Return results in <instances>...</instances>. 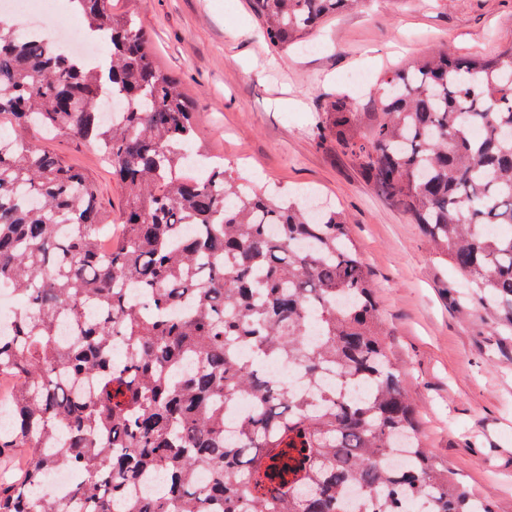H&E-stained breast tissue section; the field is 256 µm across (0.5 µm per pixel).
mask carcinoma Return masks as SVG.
Here are the masks:
<instances>
[{
	"label": "carcinoma",
	"instance_id": "obj_1",
	"mask_svg": "<svg viewBox=\"0 0 512 512\" xmlns=\"http://www.w3.org/2000/svg\"><path fill=\"white\" fill-rule=\"evenodd\" d=\"M73 2L112 45L104 68L0 25V290L18 299L0 334V463L25 449L0 512H343L353 489L359 512H491L419 438L346 217L198 160L191 107L143 29L110 0ZM250 2L286 48L363 0ZM380 86L368 130L336 98L324 134L512 326V234L485 232L512 225V43L483 60L442 49ZM33 127L92 140L112 164L125 206L109 251L94 182ZM276 360L310 391L268 379ZM240 394L253 410L230 433L224 402ZM60 469L66 498L37 497ZM151 474L157 493L137 495Z\"/></svg>",
	"mask_w": 512,
	"mask_h": 512
}]
</instances>
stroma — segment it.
I'll use <instances>...</instances> for the list:
<instances>
[{"label":"stroma","mask_w":512,"mask_h":512,"mask_svg":"<svg viewBox=\"0 0 512 512\" xmlns=\"http://www.w3.org/2000/svg\"><path fill=\"white\" fill-rule=\"evenodd\" d=\"M70 32L90 42L88 61L107 43L88 40L72 0H40ZM147 33L158 64L194 106L203 151L272 193L308 189L349 221L377 291L386 338L408 370L421 435L435 459L494 512H512V330L499 315L462 301L458 274L432 254L419 225L378 194L353 159L324 135L329 101L374 107L345 74L369 84L440 48L492 57L512 42V0H367L330 17L288 50L270 46L249 0H112ZM30 137L83 171L98 187L109 224H119L124 191L90 143Z\"/></svg>","instance_id":"stroma-1"}]
</instances>
